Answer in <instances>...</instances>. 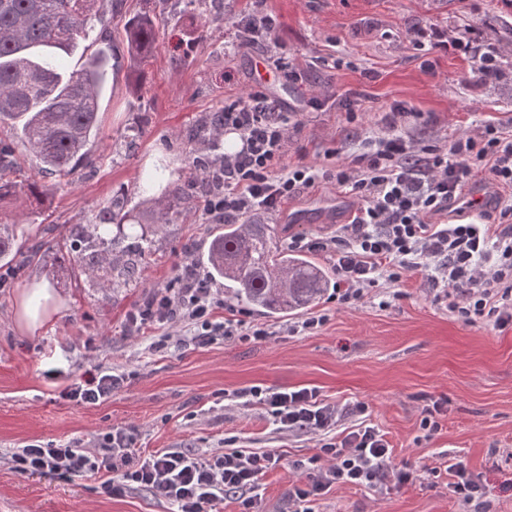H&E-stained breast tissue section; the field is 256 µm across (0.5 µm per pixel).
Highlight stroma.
Masks as SVG:
<instances>
[{
  "label": "stroma",
  "instance_id": "1",
  "mask_svg": "<svg viewBox=\"0 0 512 512\" xmlns=\"http://www.w3.org/2000/svg\"><path fill=\"white\" fill-rule=\"evenodd\" d=\"M274 15L270 38L237 42L235 25L254 11ZM112 68L100 112L101 134L91 163L66 177L39 173L32 154L20 160L19 179L52 186L49 216L31 212L25 197L0 206V220L15 224L19 241L42 237L46 223L67 229L90 223L111 200L138 209L136 187L162 166L171 181L194 173L210 158L192 131L225 100L259 89L257 62L284 58L300 75L286 83L284 111H296L287 164L333 167L348 161L354 144L384 132L389 106L403 105V128L419 145L444 144L484 125L512 130V73L497 85L461 78L470 62L448 49L455 38L478 32L512 63V0H122L104 5ZM150 13L156 39L147 62L131 58L124 26ZM443 47L422 49L430 31ZM322 106L308 107V98ZM360 121L346 119L349 103ZM141 134L133 146L123 135ZM178 221L149 227L151 249L140 260L138 287L114 291L74 281L53 257L16 272L0 290V512H175L150 490L130 487L118 497L86 474H22L12 455L25 445L79 441L96 452L116 426L136 431L142 453L158 448L270 450L282 458L263 476L264 512H289L288 490L305 477L304 463L318 451L310 435L279 429L266 409L246 400L252 386L314 387L325 402L365 404L370 422L393 447V462L419 478L400 488L337 486L313 503L314 512H465L448 494L440 457L452 453L480 473L491 512H512V327L468 325L435 303L422 274L401 285L380 282L362 301L339 306L329 297L285 315H267L234 302L216 308L222 322L247 310L249 321L269 327L260 342L216 336L198 344L177 329L154 326L130 336L128 312L150 289L173 280L184 255L202 260L218 225L201 218L199 186ZM359 198L324 182L300 191L272 214L274 244L334 234L349 223ZM44 282L56 308L36 331L21 329L16 306L23 290ZM319 314L327 322L291 333L290 324ZM103 365L128 376L108 400L79 404L62 392L91 368ZM59 374L50 379L46 370ZM442 402L439 428L425 437L422 410Z\"/></svg>",
  "mask_w": 512,
  "mask_h": 512
}]
</instances>
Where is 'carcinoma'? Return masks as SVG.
<instances>
[{
  "mask_svg": "<svg viewBox=\"0 0 512 512\" xmlns=\"http://www.w3.org/2000/svg\"><path fill=\"white\" fill-rule=\"evenodd\" d=\"M100 0H0V203L24 195L42 213L51 190L32 180L18 183L4 176L19 168L17 145L39 161L40 171L67 176L77 165L92 161L91 149L101 133L98 113L109 58L93 49L103 32ZM156 38L153 17H132L126 28L129 53L146 61ZM88 51L75 68L67 57L79 44ZM187 185H174L153 204V224H171L182 214ZM141 218L114 200L102 207L91 224H74L58 237L35 246L17 242L13 225L0 224V262H27L55 256L86 282L126 288L138 275V258L151 239L138 231ZM215 282L238 301L267 314L303 308L331 287L327 271L297 252L272 246L265 224L224 225L211 239L203 266Z\"/></svg>",
  "mask_w": 512,
  "mask_h": 512,
  "instance_id": "carcinoma-1",
  "label": "carcinoma"
}]
</instances>
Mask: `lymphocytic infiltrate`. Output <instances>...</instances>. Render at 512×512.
Wrapping results in <instances>:
<instances>
[{
	"mask_svg": "<svg viewBox=\"0 0 512 512\" xmlns=\"http://www.w3.org/2000/svg\"><path fill=\"white\" fill-rule=\"evenodd\" d=\"M404 113L403 106H392L384 118L387 135L365 137L349 164L330 170L286 163L290 119L264 92L255 90L226 103L215 130L236 132L243 147L203 165V180L210 186L203 201L205 223L236 224L270 213L300 189L334 180L362 201L350 223L316 242L333 258L337 304L358 302L379 281L396 284L417 271L458 320L511 326L512 204L501 208L495 224L448 222L444 216L476 175H485L497 191L512 192V133L488 125L477 135L420 148L395 131ZM221 302L218 288L187 256L173 281L153 289L133 309L126 329L138 333L150 325H185L197 338L268 337L267 328L241 319L212 323V311ZM124 382L123 375L100 366L71 385L65 396L94 405ZM248 394L281 428L319 440L318 453L308 461L307 480L288 491L293 512H312L311 503L339 485L379 488L412 481L411 470L394 465L392 447L365 419L364 405L351 408L355 421L343 429L338 407L325 403L316 388L254 386ZM13 462L24 473L107 471L111 477L101 484L107 495L119 496L137 485L174 503L178 512H213L229 497L236 499L239 512H260L259 481L280 458L242 449L198 454L163 448L144 455L135 446L132 429L116 427L103 437L100 452L89 453L70 441L29 444L14 454Z\"/></svg>",
	"mask_w": 512,
	"mask_h": 512,
	"instance_id": "1",
	"label": "lymphocytic infiltrate"
}]
</instances>
